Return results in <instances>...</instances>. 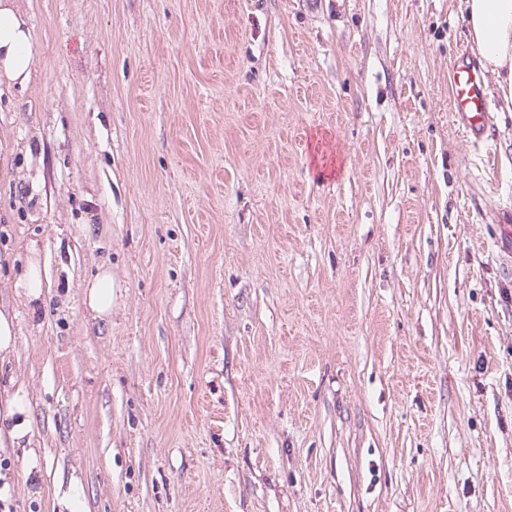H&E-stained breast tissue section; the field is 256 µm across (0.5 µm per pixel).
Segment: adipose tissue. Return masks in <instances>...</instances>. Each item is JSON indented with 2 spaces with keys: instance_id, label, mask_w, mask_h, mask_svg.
<instances>
[{
  "instance_id": "obj_1",
  "label": "adipose tissue",
  "mask_w": 512,
  "mask_h": 512,
  "mask_svg": "<svg viewBox=\"0 0 512 512\" xmlns=\"http://www.w3.org/2000/svg\"><path fill=\"white\" fill-rule=\"evenodd\" d=\"M464 20L483 66L496 76L506 107L512 108V0H464ZM35 66L33 36L16 0H0V80L26 85ZM83 303L93 317H112V272L100 267L83 291ZM0 415L9 421L0 432V450L16 448L31 430L32 408L21 393L7 395Z\"/></svg>"
}]
</instances>
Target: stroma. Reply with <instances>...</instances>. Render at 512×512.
<instances>
[{
  "instance_id": "1",
  "label": "stroma",
  "mask_w": 512,
  "mask_h": 512,
  "mask_svg": "<svg viewBox=\"0 0 512 512\" xmlns=\"http://www.w3.org/2000/svg\"><path fill=\"white\" fill-rule=\"evenodd\" d=\"M17 4L0 387L41 467L7 452L15 512H512V112L488 73L486 145L453 118L461 0ZM43 284L41 272L38 263L37 249L31 248V257L29 265L24 277L17 284L16 293L22 297L26 305H32V309L37 311V306H40L43 300ZM83 303L98 320L112 318V271L101 266L83 291ZM16 314L7 308L0 307V362L8 361L16 351L17 322ZM3 416L10 421L11 426L3 433L0 427V451L7 448H25L21 441L31 431L32 408L26 396L16 390L13 394H7L3 403Z\"/></svg>"
}]
</instances>
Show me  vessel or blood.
<instances>
[{
  "instance_id": "1",
  "label": "vessel or blood",
  "mask_w": 512,
  "mask_h": 512,
  "mask_svg": "<svg viewBox=\"0 0 512 512\" xmlns=\"http://www.w3.org/2000/svg\"><path fill=\"white\" fill-rule=\"evenodd\" d=\"M450 110L472 146L487 139L489 98L473 59L462 54L455 58L450 72Z\"/></svg>"
}]
</instances>
